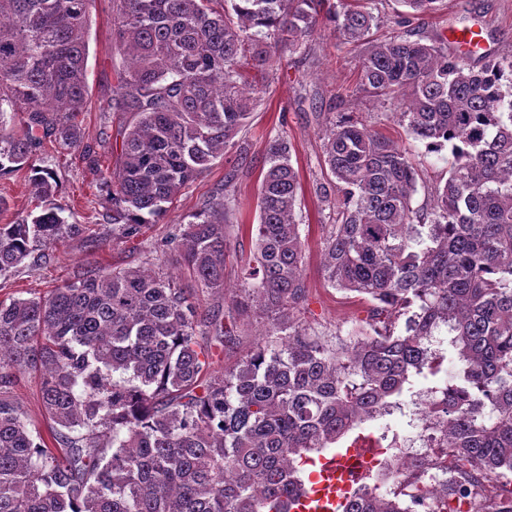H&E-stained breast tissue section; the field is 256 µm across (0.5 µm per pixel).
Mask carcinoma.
<instances>
[{
	"mask_svg": "<svg viewBox=\"0 0 512 512\" xmlns=\"http://www.w3.org/2000/svg\"><path fill=\"white\" fill-rule=\"evenodd\" d=\"M127 55L103 111L118 119L115 166L101 173L121 237L158 224L236 146L281 47L320 22L360 49L359 88L396 100L399 122L448 176L415 208L408 153L352 112L329 120L316 188L335 214L322 239L325 283L372 302L371 331L330 345L301 318L308 298L300 177L288 138L267 142L252 256L224 298L236 169L164 246L193 286L130 264L0 300V388L41 379L49 447L0 392V512H292L309 492L299 464L361 424L391 416L447 356L461 368L408 425L466 466L438 482L448 512H512L477 487L512 484V58L448 52L408 30L373 38L385 0H110ZM422 20L439 0H395ZM94 0H0V177L26 169L40 211L0 224V277L89 231L51 202L48 144L73 149L89 85ZM224 299L201 309L194 289ZM256 342L220 372L197 336ZM380 473L341 512H411L377 493Z\"/></svg>",
	"mask_w": 512,
	"mask_h": 512,
	"instance_id": "carcinoma-1",
	"label": "carcinoma"
}]
</instances>
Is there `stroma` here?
Listing matches in <instances>:
<instances>
[{
  "label": "stroma",
  "instance_id": "obj_1",
  "mask_svg": "<svg viewBox=\"0 0 512 512\" xmlns=\"http://www.w3.org/2000/svg\"><path fill=\"white\" fill-rule=\"evenodd\" d=\"M111 11L109 0H95L91 8V30L87 59L89 100L81 116L84 144L101 157V164L113 167V138L117 123L105 120L102 108L111 94L114 69L122 57L112 44L106 23ZM480 25L489 53L512 57V0H442L439 10L426 18L422 28L429 37L447 36L450 29ZM356 52L341 44L331 26L320 25L309 38L304 52H282L281 62L266 94L259 101L246 131L237 137L247 151V164L234 183L237 222L231 235L234 247L225 261L226 283L237 287V275L251 254L252 224L258 223L257 196L265 146L277 134L287 135L292 145V163L298 170L302 198L296 213L306 244L304 278L308 304L301 318L310 332L335 341L336 337L359 335L368 328V305L348 297L346 292L326 286L321 268L322 228L331 223L314 195L316 182L322 181L319 156L322 147L323 114L356 112L375 130L406 148L419 177L414 206L427 202V185L444 177L448 153L427 152L422 142L408 135L394 118L395 103H381L355 93ZM41 165L53 168L58 187L53 197L64 217L89 225L91 239L74 238L50 249L40 266L26 264L0 278V299L45 294L66 280H74L108 265H139L152 261L167 265L172 275L180 270L163 248L166 237L186 223L202 200L224 181L227 162L215 161L211 168L186 188L163 223L143 227L132 240L119 238L111 225L102 223L107 191L98 171L90 169L76 150L47 148ZM0 197L8 209L0 214V224L26 216L34 207L28 188V173L0 178ZM8 395L27 412L40 432L48 423L40 406L39 381L35 374L19 375L7 389Z\"/></svg>",
  "mask_w": 512,
  "mask_h": 512
}]
</instances>
